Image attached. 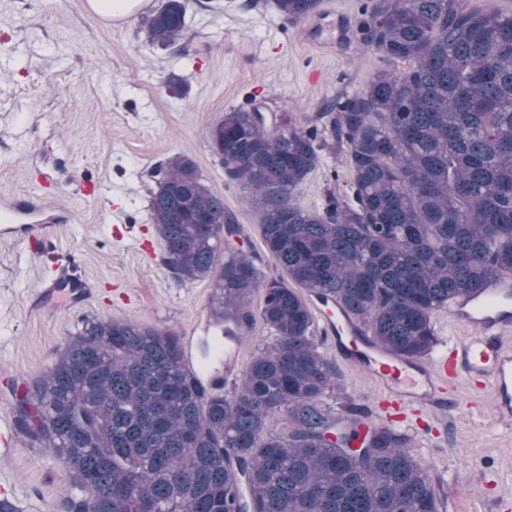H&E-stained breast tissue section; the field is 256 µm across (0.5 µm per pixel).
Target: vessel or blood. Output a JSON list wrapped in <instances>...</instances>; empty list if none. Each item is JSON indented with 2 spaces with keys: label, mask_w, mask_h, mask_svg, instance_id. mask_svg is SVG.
<instances>
[{
  "label": "vessel or blood",
  "mask_w": 512,
  "mask_h": 512,
  "mask_svg": "<svg viewBox=\"0 0 512 512\" xmlns=\"http://www.w3.org/2000/svg\"><path fill=\"white\" fill-rule=\"evenodd\" d=\"M70 220V211L64 204H46L41 194L0 195L1 241L24 242L52 255L57 251L58 226ZM85 289L83 277L68 272L56 279L42 280L36 297L68 308L76 293ZM319 309L337 354L372 373L387 390L394 409L428 400L444 388L448 378L479 375L492 387L499 421L512 423V348L501 341L505 333L512 331L511 278L498 279L482 294L456 302L454 319L478 329L479 335L453 346L433 366L389 354L339 305L323 303Z\"/></svg>",
  "instance_id": "obj_1"
}]
</instances>
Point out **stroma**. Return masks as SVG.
Listing matches in <instances>:
<instances>
[{"instance_id": "35a3bbf8", "label": "stroma", "mask_w": 512, "mask_h": 512, "mask_svg": "<svg viewBox=\"0 0 512 512\" xmlns=\"http://www.w3.org/2000/svg\"><path fill=\"white\" fill-rule=\"evenodd\" d=\"M88 0H0V192H40L66 202L72 223L60 228L58 253L46 258L22 243L0 242V417L11 416L16 385L34 383L81 322L101 316L180 336L195 352L209 322V280L184 283L136 244L156 238L150 220L152 172L172 155L197 165L205 184L233 210L240 234L228 246L249 252L265 280L287 274L269 254L248 192L229 181L207 133L224 112L262 106L267 122L288 115L319 126L320 163L296 192L298 204L323 209L349 192L346 146L335 138L326 105L362 89L393 62L358 41L361 0H320L291 20L274 0H188L176 46L146 42L140 15L112 20ZM98 195L82 192L85 181ZM75 256L90 290L71 308H35L33 293L53 263ZM438 360L449 343L475 335L447 309L432 316ZM319 351L339 379L337 402L386 422L385 389L339 357L324 335ZM453 405L406 408L399 430L429 467L445 512H512V427L497 418L488 381L458 377ZM68 484L56 457L28 436L0 455V487L12 488L18 512H59Z\"/></svg>"}]
</instances>
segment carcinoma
<instances>
[{
    "mask_svg": "<svg viewBox=\"0 0 512 512\" xmlns=\"http://www.w3.org/2000/svg\"><path fill=\"white\" fill-rule=\"evenodd\" d=\"M319 0H275L291 20ZM186 0L142 22L151 45L177 44ZM362 45L407 67L382 71L326 108L347 145L352 195L303 209L318 129L251 110L208 132L224 174L250 193L266 248L289 278L333 297L387 351L416 359L432 314L512 275V13L462 0H370ZM151 221L179 280L213 282L210 318L228 340L254 321L272 332L229 394L186 364L177 334L92 318L43 378L14 391L16 424L68 474L62 512H442L410 437L335 410L336 368L318 350L307 304L264 280L241 249L236 215L193 161L158 170ZM280 415L284 430L269 428Z\"/></svg>",
    "mask_w": 512,
    "mask_h": 512,
    "instance_id": "1",
    "label": "carcinoma"
}]
</instances>
